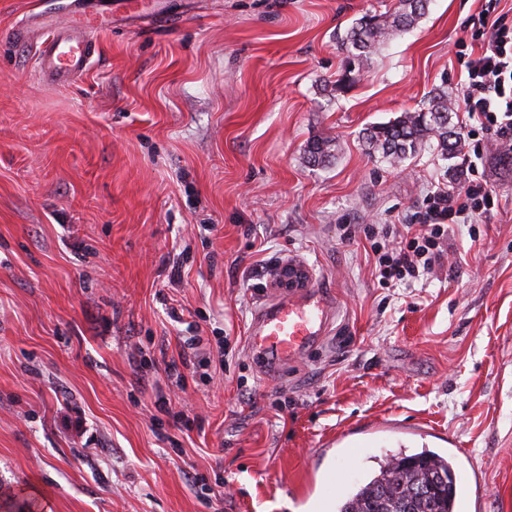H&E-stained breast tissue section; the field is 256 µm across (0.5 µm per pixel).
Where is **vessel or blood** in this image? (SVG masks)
<instances>
[{
  "label": "vessel or blood",
  "mask_w": 512,
  "mask_h": 512,
  "mask_svg": "<svg viewBox=\"0 0 512 512\" xmlns=\"http://www.w3.org/2000/svg\"><path fill=\"white\" fill-rule=\"evenodd\" d=\"M112 22L104 0H69L65 14L27 15L11 32L17 42L38 40V64L47 80L71 85L89 70L96 49L92 20ZM334 305L323 291L289 289L257 310L250 324L252 350L262 366L294 362L328 336Z\"/></svg>",
  "instance_id": "1"
}]
</instances>
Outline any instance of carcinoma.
<instances>
[{
	"instance_id": "obj_1",
	"label": "carcinoma",
	"mask_w": 512,
	"mask_h": 512,
	"mask_svg": "<svg viewBox=\"0 0 512 512\" xmlns=\"http://www.w3.org/2000/svg\"><path fill=\"white\" fill-rule=\"evenodd\" d=\"M428 0H397L384 13L356 19L342 38L346 56L344 70L334 90L344 92L355 81L372 55L424 15ZM452 103L448 91L440 89L424 107L405 111L395 119L365 129L368 153L383 162L402 165L423 142L434 139L443 154L461 151V137L452 125ZM335 141L329 137L308 144L307 162L323 165L334 157ZM456 486L454 467L448 454L427 448L399 451L377 462V467L338 495L336 512H453Z\"/></svg>"
}]
</instances>
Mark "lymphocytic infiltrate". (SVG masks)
<instances>
[{
    "label": "lymphocytic infiltrate",
    "instance_id": "obj_1",
    "mask_svg": "<svg viewBox=\"0 0 512 512\" xmlns=\"http://www.w3.org/2000/svg\"><path fill=\"white\" fill-rule=\"evenodd\" d=\"M473 51L460 81L461 125L467 143L465 190L427 193L425 210L403 227L364 228L379 286L394 288L428 278L448 259V236L456 224H476L498 205L481 169L484 148L479 133H493L512 145V25L504 16L481 9L471 29Z\"/></svg>",
    "mask_w": 512,
    "mask_h": 512
}]
</instances>
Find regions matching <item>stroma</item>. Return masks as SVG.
<instances>
[{
	"mask_svg": "<svg viewBox=\"0 0 512 512\" xmlns=\"http://www.w3.org/2000/svg\"><path fill=\"white\" fill-rule=\"evenodd\" d=\"M485 0H431L331 95L342 38L395 0H120L70 86L10 29L64 0H0V512H318L397 448L453 453L468 512H512V166L499 206L427 281L379 287L364 235L459 190L460 157L394 168L366 127L459 99ZM337 140L335 158L305 150ZM293 264L338 304L305 359L267 370L249 325ZM235 351L219 358L217 340ZM201 363L169 372L185 346ZM186 413L188 424L176 423ZM335 141L329 137L310 142L306 149L307 162L312 165H323L334 157Z\"/></svg>",
	"mask_w": 512,
	"mask_h": 512,
	"instance_id": "1",
	"label": "stroma"
}]
</instances>
